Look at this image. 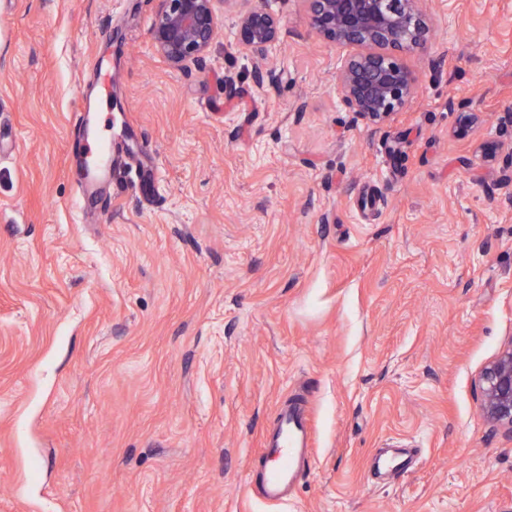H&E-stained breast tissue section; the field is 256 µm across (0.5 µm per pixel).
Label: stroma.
I'll return each mask as SVG.
<instances>
[{"mask_svg": "<svg viewBox=\"0 0 512 512\" xmlns=\"http://www.w3.org/2000/svg\"><path fill=\"white\" fill-rule=\"evenodd\" d=\"M263 5L283 33L256 58L234 33ZM426 6L416 97L375 129L301 0H216L182 68L157 0H0V512H512L478 386L512 346V0ZM95 61L101 122L157 178L100 216L72 128ZM301 396L312 463L261 501L247 471ZM395 446L412 468L374 479Z\"/></svg>", "mask_w": 512, "mask_h": 512, "instance_id": "35a3bbf8", "label": "stroma"}]
</instances>
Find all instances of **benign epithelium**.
<instances>
[{
	"label": "benign epithelium",
	"mask_w": 512,
	"mask_h": 512,
	"mask_svg": "<svg viewBox=\"0 0 512 512\" xmlns=\"http://www.w3.org/2000/svg\"><path fill=\"white\" fill-rule=\"evenodd\" d=\"M312 28L324 41L355 49L334 75L336 93L366 124L380 128L408 111L418 87L416 72L402 55L427 44L431 28L424 0H301ZM217 29L214 0H158L152 39L168 62L181 67L200 63ZM281 20L265 7L239 15L238 44L256 57L266 56L279 40ZM478 114L457 113L454 132L473 133ZM489 417L512 432V349L480 375Z\"/></svg>",
	"instance_id": "1"
}]
</instances>
